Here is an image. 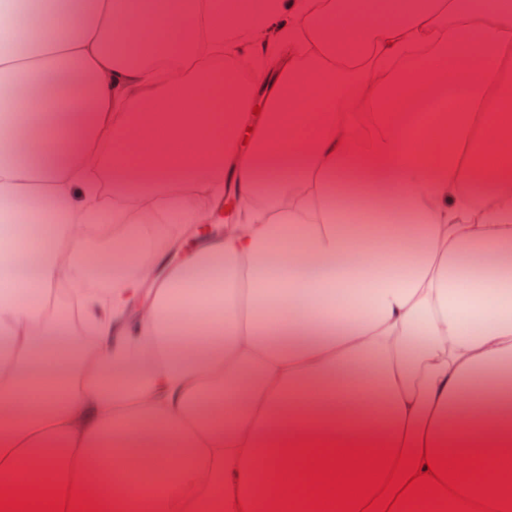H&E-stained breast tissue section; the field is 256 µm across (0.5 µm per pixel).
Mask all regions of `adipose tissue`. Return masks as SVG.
Masks as SVG:
<instances>
[{
  "mask_svg": "<svg viewBox=\"0 0 512 512\" xmlns=\"http://www.w3.org/2000/svg\"><path fill=\"white\" fill-rule=\"evenodd\" d=\"M203 27L263 59L247 90L159 76L163 30ZM0 29L31 33L0 43V220L33 229L0 241V489L269 512L302 439L512 446V0H29ZM362 48L363 95L337 80ZM113 164L138 200L113 223L162 246L88 250ZM226 184L237 223L201 232ZM63 285L95 335L82 372L24 294Z\"/></svg>",
  "mask_w": 512,
  "mask_h": 512,
  "instance_id": "ef3b65f1",
  "label": "adipose tissue"
}]
</instances>
